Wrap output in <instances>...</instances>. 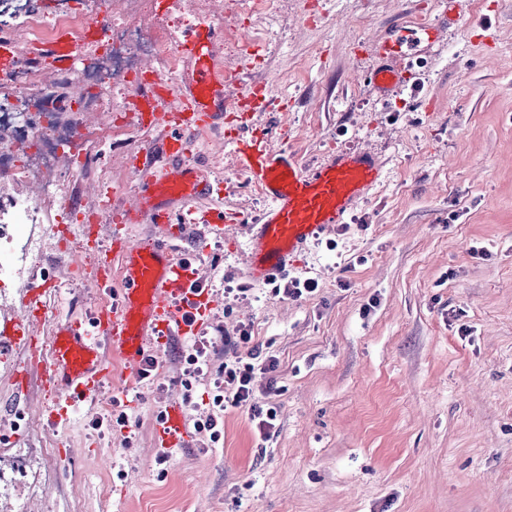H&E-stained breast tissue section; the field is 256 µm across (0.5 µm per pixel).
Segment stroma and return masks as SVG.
Wrapping results in <instances>:
<instances>
[{
	"label": "stroma",
	"mask_w": 512,
	"mask_h": 512,
	"mask_svg": "<svg viewBox=\"0 0 512 512\" xmlns=\"http://www.w3.org/2000/svg\"><path fill=\"white\" fill-rule=\"evenodd\" d=\"M252 0H174L172 14L222 16L239 26ZM437 0H273L236 45L217 55L273 99L262 112H225L222 129L195 138L217 192L200 200L231 221L223 235L189 224L177 241L213 298L200 331L216 364L274 358L256 402L277 410L261 440L247 409L224 415V436L191 433L159 462L154 426L178 400L187 423L204 415L214 368L193 374L178 336L153 352L149 377L107 355L112 375L92 404L53 423L61 401L17 348H0V512H512V0H464L407 86L381 95L367 72L391 29L417 31ZM124 135L91 145L96 181L59 155L65 188L52 213H86L103 190L130 198L140 178L128 152L157 138L137 115ZM268 134L275 148L311 167L354 146L375 152L386 177L344 223L320 232L290 274L317 290L298 300L247 276V217L266 206L226 144L227 135ZM159 228L109 214L93 247L66 252L47 240L58 282L35 327L91 323L112 304L111 287L87 281L114 240L158 237ZM486 247L475 257L472 247ZM252 341L233 344L240 324ZM29 369L27 388L15 371ZM126 413V426L116 416ZM52 443L56 458L39 450Z\"/></svg>",
	"instance_id": "35a3bbf8"
}]
</instances>
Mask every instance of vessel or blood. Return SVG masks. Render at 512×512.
I'll return each instance as SVG.
<instances>
[{
  "mask_svg": "<svg viewBox=\"0 0 512 512\" xmlns=\"http://www.w3.org/2000/svg\"><path fill=\"white\" fill-rule=\"evenodd\" d=\"M108 22L107 16H93L82 37L59 31L53 42L31 46L29 56L39 65L47 62L59 70L71 69L88 44L102 40ZM223 39V28L206 19L182 30L175 47L183 68L170 78L155 76L132 93L142 126H161L162 133L134 152L130 162L141 178L131 201L120 199L115 206L129 222L149 220L161 234L142 243L115 240L111 254L101 256L92 283L98 287L120 275L123 288L118 302L101 309L91 328L73 323L59 328L47 367L68 405L88 400L111 373L99 352L100 338H107L114 353L137 367L167 336L197 333L213 306L207 291L195 289L198 271L172 239L178 236L180 224L189 220L211 226L215 234L224 232L221 213L193 210V201L210 196L214 187L187 159L194 135L222 125L224 87L233 79L214 51ZM420 41L401 33L378 43L379 62L369 75L373 86L386 94L401 91ZM17 54L16 38L1 33V83L9 82ZM230 146L267 203L247 246L248 274L255 282L267 283L288 272L308 240L343 223L353 203L382 176L378 158L368 150L336 154L309 169L265 137H235ZM44 291V284L33 285L20 316L0 330L6 345L21 341L34 347L35 338L27 328L42 316ZM187 437L181 404L168 403L154 430L156 452L173 455Z\"/></svg>",
  "mask_w": 512,
  "mask_h": 512,
  "instance_id": "b4317fda",
  "label": "vessel or blood"
}]
</instances>
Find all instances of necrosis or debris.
Wrapping results in <instances>:
<instances>
[{
  "mask_svg": "<svg viewBox=\"0 0 512 512\" xmlns=\"http://www.w3.org/2000/svg\"><path fill=\"white\" fill-rule=\"evenodd\" d=\"M108 29L105 47L90 52V64L51 75L36 67L27 54H18L10 80L17 89L39 88L40 99L51 97L59 82L110 83L124 82L127 75L139 71L143 58L153 57L165 61L170 72H177L181 58L172 45L171 29L175 19L144 26L139 12L151 11L154 0H119ZM97 0H89L85 12L73 14L64 10L47 15L35 6V0H21L16 31L24 43H48L59 30L82 35L89 16L97 10ZM16 128L20 140L35 144L25 164H17L15 144L0 145V181L21 182L30 185V193L16 197L9 208L0 209V282H25L35 279L36 268L43 255V239L55 233L67 234L68 222H53L44 210L48 198L53 196L59 182L58 147L76 145L94 140H106L118 129V124L98 128H83L61 123L45 122L35 126L23 123L15 112L0 111V127Z\"/></svg>",
  "mask_w": 512,
  "mask_h": 512,
  "instance_id": "necrosis-or-debris-1",
  "label": "necrosis or debris"
}]
</instances>
